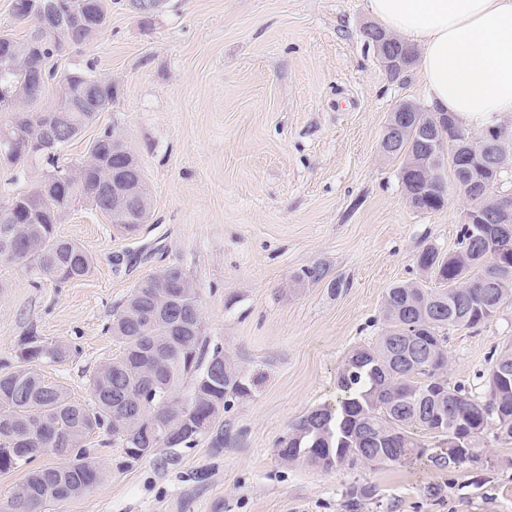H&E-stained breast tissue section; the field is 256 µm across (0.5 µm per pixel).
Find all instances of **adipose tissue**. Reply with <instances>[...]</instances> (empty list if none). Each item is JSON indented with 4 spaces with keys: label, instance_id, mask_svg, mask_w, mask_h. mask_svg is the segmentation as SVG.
<instances>
[{
    "label": "adipose tissue",
    "instance_id": "1",
    "mask_svg": "<svg viewBox=\"0 0 512 512\" xmlns=\"http://www.w3.org/2000/svg\"><path fill=\"white\" fill-rule=\"evenodd\" d=\"M367 8L417 48L432 108L478 127L512 114V0H368Z\"/></svg>",
    "mask_w": 512,
    "mask_h": 512
}]
</instances>
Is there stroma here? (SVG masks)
Returning <instances> with one entry per match:
<instances>
[{"instance_id": "obj_1", "label": "stroma", "mask_w": 512, "mask_h": 512, "mask_svg": "<svg viewBox=\"0 0 512 512\" xmlns=\"http://www.w3.org/2000/svg\"><path fill=\"white\" fill-rule=\"evenodd\" d=\"M367 0H164L142 14L112 0L105 29L67 49L62 71L111 80L108 111L62 152L84 160L99 133L123 135L152 194L146 224L115 232L81 202L57 236L79 243L91 273L60 284L0 263V368L21 340L68 348L40 373L90 403L89 379L115 358L113 314L143 276L179 266L197 292L203 335L256 384L224 415L229 440L128 460L118 438H88L100 481L40 512H342L346 489L375 488L362 512H512V444L485 436L454 468L287 464L277 442L336 401L347 352L380 334L391 284L422 280L426 246L456 251L466 201L412 208L399 165L380 149L402 101L424 103L415 72L393 80L363 37ZM316 267L323 277L304 279ZM512 343V303L479 331L448 335L452 384L487 391L488 359ZM440 491L425 494L426 487Z\"/></svg>"}]
</instances>
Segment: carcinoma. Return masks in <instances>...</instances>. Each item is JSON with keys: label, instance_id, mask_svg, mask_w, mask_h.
<instances>
[{"label": "carcinoma", "instance_id": "1", "mask_svg": "<svg viewBox=\"0 0 512 512\" xmlns=\"http://www.w3.org/2000/svg\"><path fill=\"white\" fill-rule=\"evenodd\" d=\"M96 36L75 27L58 38L51 34L45 38L41 53L48 70L24 103L32 134L39 133L41 115L49 111L68 119L67 144L96 120V112L70 108L74 93L87 92L97 78L72 72L65 85L51 71L67 47H79ZM437 138L447 142L448 166L455 180L465 156H470L473 168H479V157L468 150L472 145L490 146L501 172L512 169L511 128L495 124L475 129L463 124L459 132L437 129ZM123 146L124 138L106 129L90 145L87 159L76 166L59 164L58 153L46 157L49 170L64 176L66 195L44 194L36 212L16 223H6L0 214V262L29 261L36 272L58 282L87 276L91 255L79 244L57 237L55 226L76 203L92 199L116 229L126 230L123 215L112 211V201L105 195L112 155ZM419 149V130L411 122L390 157L401 159L399 175L408 201L419 202L426 212L439 211L446 199L425 198L414 160ZM466 199L469 207L484 212L486 223L462 224L459 247L448 255L433 246L419 252L418 268L435 277L440 287L398 282L386 289L385 328L374 341L348 352L337 378L336 403L311 410L288 434L293 442L301 440V448L316 444L318 451L297 456L281 448L278 455L284 462L325 468L400 463L427 451L419 440L423 431L437 438L431 461L452 468L477 459V447L490 430L495 439L512 443V381L498 376L502 364L512 366V345L492 360L485 397L475 398L448 381L450 329L477 330L512 302V240L505 244L495 240L494 204L481 194ZM165 273V287L183 294L180 305L166 303L157 289L131 293L110 326L121 351L89 380L92 405L71 400L62 385L47 382L37 371L36 365L45 359H66L68 350L61 345L47 346L30 336L19 348L16 368L0 373V472L27 465L39 453L67 459L61 466L28 472L23 482L28 495L15 504L17 512H36L50 501L77 498L96 485L101 473L86 467L85 441L103 428L123 447L137 449L133 461L153 455L157 442L150 432L154 429L196 428L184 434L174 450L193 448L203 437L214 451L224 448V412L241 400L243 387L250 388L255 381L240 371L222 381L210 376L211 368L228 356L217 347L208 350L197 293L182 269L169 266ZM426 391L446 406L441 427L428 410V401L422 400ZM374 497L372 487L352 486L345 492L344 512H358Z\"/></svg>", "mask_w": 512, "mask_h": 512}]
</instances>
